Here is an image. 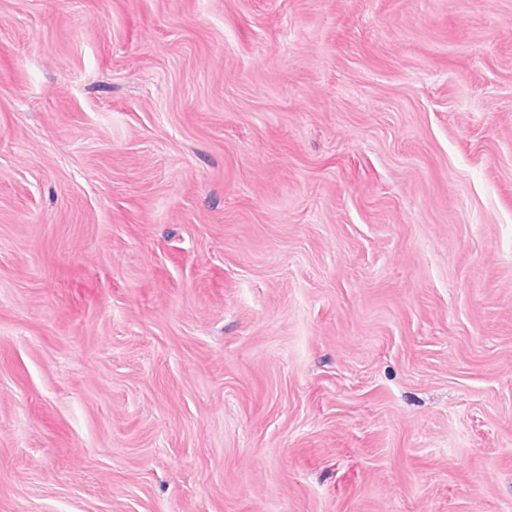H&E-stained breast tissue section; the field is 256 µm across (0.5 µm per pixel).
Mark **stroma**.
Returning a JSON list of instances; mask_svg holds the SVG:
<instances>
[{
    "label": "stroma",
    "instance_id": "1",
    "mask_svg": "<svg viewBox=\"0 0 512 512\" xmlns=\"http://www.w3.org/2000/svg\"><path fill=\"white\" fill-rule=\"evenodd\" d=\"M0 512H512V0H0Z\"/></svg>",
    "mask_w": 512,
    "mask_h": 512
}]
</instances>
